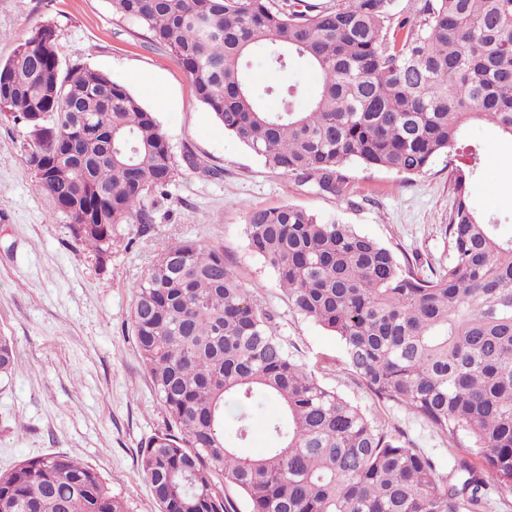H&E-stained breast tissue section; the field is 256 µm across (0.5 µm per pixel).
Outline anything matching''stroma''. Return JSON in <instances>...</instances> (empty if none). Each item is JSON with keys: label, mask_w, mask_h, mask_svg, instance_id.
Returning <instances> with one entry per match:
<instances>
[{"label": "stroma", "mask_w": 512, "mask_h": 512, "mask_svg": "<svg viewBox=\"0 0 512 512\" xmlns=\"http://www.w3.org/2000/svg\"><path fill=\"white\" fill-rule=\"evenodd\" d=\"M43 24L55 30L62 64L84 63L126 85L154 112L174 158L192 150L199 167H179L148 202L150 231L122 226L102 260L74 241L66 216L38 190L19 148L21 125L0 115V336L16 351L15 373L0 381V471L65 454L95 468L128 512H158L136 454L168 417L140 362L130 312L133 288L162 247L189 239L223 248L241 285L322 385L449 472L456 449L365 387L344 364L337 338L292 311L244 234L248 209L290 204L337 216L395 252L447 263V156L419 176L348 164L344 196H331L272 171L225 134L168 51L139 22L114 13L111 0H0V63ZM467 137L482 147L471 200L510 235L512 142L481 125Z\"/></svg>", "instance_id": "obj_1"}]
</instances>
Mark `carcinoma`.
Returning <instances> with one entry per match:
<instances>
[{"label":"carcinoma","mask_w":512,"mask_h":512,"mask_svg":"<svg viewBox=\"0 0 512 512\" xmlns=\"http://www.w3.org/2000/svg\"><path fill=\"white\" fill-rule=\"evenodd\" d=\"M112 0L168 49L224 132L271 170L345 194L356 161L405 174L448 156V264L398 256L336 217L293 205L250 208L249 246L273 269L293 312L339 340L377 397L463 449L447 475L380 429L297 360L224 259L193 240L167 244L134 288L142 365L168 428L137 451L160 512H487L512 494V235L471 203L477 152L465 128L512 141V0ZM271 72L303 61L317 93L297 110L294 84L255 93L248 62ZM0 114L25 129L21 152L40 192L98 257L118 226L151 229L150 196L178 166L154 115L122 83L62 66L43 24L0 71ZM275 96L280 109H267ZM97 139L64 157L83 123ZM16 370L0 336V377ZM280 407L265 415L269 401ZM235 427L224 431L226 411ZM273 446L243 453L256 419ZM0 512H127L93 467L50 454L0 472Z\"/></svg>","instance_id":"obj_1"}]
</instances>
